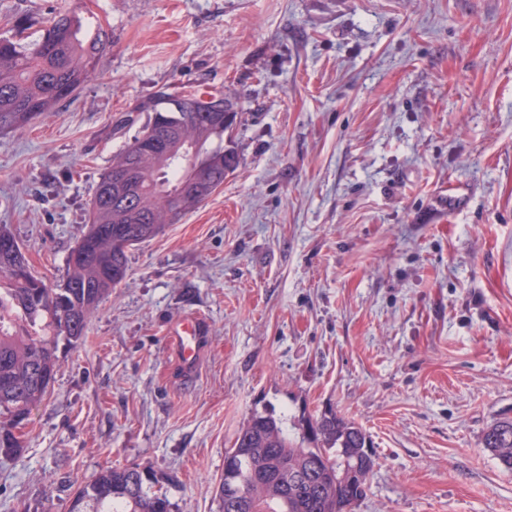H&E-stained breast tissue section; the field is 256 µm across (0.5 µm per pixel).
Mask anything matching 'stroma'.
I'll return each mask as SVG.
<instances>
[{
  "label": "stroma",
  "mask_w": 512,
  "mask_h": 512,
  "mask_svg": "<svg viewBox=\"0 0 512 512\" xmlns=\"http://www.w3.org/2000/svg\"><path fill=\"white\" fill-rule=\"evenodd\" d=\"M73 0H0V34ZM110 45L72 98L0 135V225L61 283L88 203L165 87L223 92L237 168L133 248L59 345L0 512H68L148 465L173 512H218L256 413L328 408L376 455L353 512H512L482 444L512 416V0H83ZM207 319L180 379L170 326Z\"/></svg>",
  "instance_id": "1"
}]
</instances>
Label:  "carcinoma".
I'll return each mask as SVG.
<instances>
[{"label":"carcinoma","instance_id":"1","mask_svg":"<svg viewBox=\"0 0 512 512\" xmlns=\"http://www.w3.org/2000/svg\"><path fill=\"white\" fill-rule=\"evenodd\" d=\"M109 43L108 31L87 25L78 5L58 12L34 40L22 30L1 37L0 133L18 130L53 111L66 99L61 90L71 95L83 87ZM162 97L190 98L197 111L161 112ZM207 99L193 89L162 91L136 107L146 113L143 128L173 145L184 137L199 146L200 189L194 199L179 190V167H153L134 155L128 141L116 156L118 165L142 166L148 184L129 199L115 181V168L104 171L83 231L90 249L81 256L69 255L62 284L48 287L32 271L23 250L0 251L1 457L21 455L23 436L12 429L29 420L49 392L51 384L41 380L37 370L56 376L58 341L74 345L82 340L88 316L126 277L129 255L116 249L115 239L128 236L134 247L153 239L166 225L199 208L212 187L224 185L226 172L237 167L235 153L224 146V129L211 120ZM299 425L308 430L312 445L290 438L282 419L252 415L226 455L248 460L256 480L249 496L234 502L224 498V481H219L220 512H351L365 492L356 474L375 465L367 435L332 409L304 414ZM482 441L511 472L512 418L491 423ZM159 482L149 466L109 467L77 488L69 512H172L168 497L154 490Z\"/></svg>","mask_w":512,"mask_h":512}]
</instances>
